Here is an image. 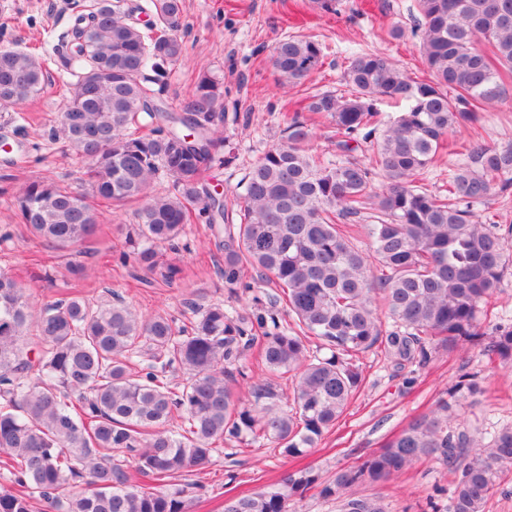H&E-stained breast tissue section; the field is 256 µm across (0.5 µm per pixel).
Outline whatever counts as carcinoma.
<instances>
[{
    "instance_id": "obj_1",
    "label": "carcinoma",
    "mask_w": 512,
    "mask_h": 512,
    "mask_svg": "<svg viewBox=\"0 0 512 512\" xmlns=\"http://www.w3.org/2000/svg\"><path fill=\"white\" fill-rule=\"evenodd\" d=\"M417 2L419 52L430 77L411 76L385 53L352 56L344 72L352 93L306 97L286 139L245 175L237 224L203 180L232 159L221 130V83L200 74L178 112L161 99L183 56L181 0L85 5L60 55L76 81L67 84L59 133L90 156L86 174L97 197L138 203L123 260L152 271L159 247L178 251L186 225L206 224L224 238L226 282L236 283L245 266L275 282L297 329L263 313L234 316L220 303L190 307L182 326L161 313L143 317L118 297L95 304L74 295L37 309L1 271L0 470L11 486H0V512H32L36 499L55 512H188L193 490L202 488L191 477L212 464L217 444L261 439L291 458L315 447L361 385L347 358L376 346L399 364L425 363L439 348L482 340L481 319L512 264V226L487 224L473 207L512 191V144L472 143L445 193L422 189L418 176L455 127L512 99V0ZM137 11L149 22L138 23ZM323 58L320 43L291 36L277 43L271 62L283 86L294 88ZM44 82L39 59L0 48L1 112L39 95ZM384 100L405 108L373 142L365 164L357 152L380 124L377 103ZM302 112L336 129L337 159L309 154ZM145 118L159 122L151 136L137 132ZM377 169L385 185L375 195ZM157 177L168 189L151 193ZM374 197L373 223H354ZM15 205L32 235L54 249L96 229L85 197L60 184L31 181ZM381 309L394 329L383 328ZM256 326L265 329L264 366L293 378L284 404L269 383L250 386L249 403L235 393L247 377L243 356ZM307 336L330 355L309 352ZM484 351L511 364L512 325H496ZM480 392L476 382L461 380L448 395ZM451 409L438 401L331 480L304 468L277 486L225 499L224 512H292L312 489L339 512H386L381 498L357 495L352 486L389 479L425 459L454 475L448 504L433 502L432 512H485L499 473L512 467V426L482 445L448 430ZM175 476L185 483L160 487Z\"/></svg>"
}]
</instances>
